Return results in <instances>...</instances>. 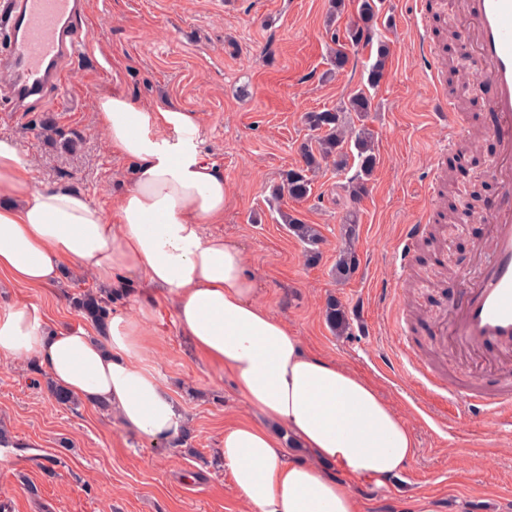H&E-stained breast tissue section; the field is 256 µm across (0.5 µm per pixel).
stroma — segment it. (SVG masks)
Masks as SVG:
<instances>
[{
    "mask_svg": "<svg viewBox=\"0 0 512 512\" xmlns=\"http://www.w3.org/2000/svg\"><path fill=\"white\" fill-rule=\"evenodd\" d=\"M377 37L389 48L384 76L369 85L376 44L343 43L350 63L330 76L335 48L326 26L329 0H90L91 53L72 66L70 96L33 103L0 120L32 163L35 187L82 191L105 211L130 187L134 164L115 155L99 125L96 101L123 92L144 106L164 105L197 115L193 142L224 173V220L211 233L235 239L262 287L261 301L305 346L372 380L409 419L413 458L384 484L357 483L361 512H512V428L496 417L467 419L462 408L427 394L406 372L392 322L402 296L415 326L410 346L441 373L476 371L495 384L512 354L474 353L449 341L433 346L429 331L473 264L472 249L488 227L447 225L440 244L420 243L409 269L396 245L404 225L429 205L465 211L464 185L447 182L437 202L428 188L436 154L461 159L483 196L497 185L488 166L498 147L482 138L458 157L448 128L432 115L425 66L415 44L420 0H379ZM457 0H441L428 16V34L441 57L456 51L446 29H459ZM366 91L365 123L375 135L377 167L368 192L351 200L343 186L353 169H320L308 199L272 190L299 165L300 145L312 136L304 113L333 108L351 91ZM51 118L56 136L36 125ZM359 212L360 265L346 282L332 275L342 219ZM297 211L324 237L316 263L282 224L280 210ZM80 273L65 268L53 289L36 290L0 276V305L34 303L52 328L83 326L71 298ZM336 297L350 330L334 334L325 304ZM153 365L188 418L189 439L176 446L144 441L111 410L79 401L59 404L48 375L30 362L0 359V512H244L219 450L225 426L257 420L227 371L196 353L164 296L154 298Z\"/></svg>",
    "mask_w": 512,
    "mask_h": 512,
    "instance_id": "obj_1",
    "label": "stroma"
}]
</instances>
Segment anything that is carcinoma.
<instances>
[{"instance_id": "1", "label": "carcinoma", "mask_w": 512, "mask_h": 512, "mask_svg": "<svg viewBox=\"0 0 512 512\" xmlns=\"http://www.w3.org/2000/svg\"><path fill=\"white\" fill-rule=\"evenodd\" d=\"M375 23V0H356V16L346 27V40L353 45L370 42L374 36ZM387 57V45L381 41L377 46L376 60L369 71V84L375 85L381 80ZM370 105L369 96L360 90L352 93L347 101L335 108L305 113L304 122L310 130L316 132V136L314 140L301 145V165L283 174L276 193L281 195L286 192L293 200H304L311 194V173L324 164L344 169L349 165V159L353 157L358 160L357 172L344 185V191L354 200L364 196L368 190V181L377 166V155L373 132L363 123L355 125V121L363 120ZM280 217L282 223L288 226V230L308 246L307 261L316 262L319 258V245L323 243L319 227L305 223L296 214L288 211H280ZM358 224V212H347L344 218L342 245L334 267L338 280L349 279L358 269L359 256L354 247ZM73 300L87 322L99 330L103 329L110 315L112 294L104 296L88 288L79 292ZM325 319L336 333L343 334L349 329L345 307L334 297L327 300Z\"/></svg>"}]
</instances>
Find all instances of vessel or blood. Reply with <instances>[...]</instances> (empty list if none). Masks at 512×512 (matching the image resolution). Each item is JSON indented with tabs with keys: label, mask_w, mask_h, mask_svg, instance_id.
I'll list each match as a JSON object with an SVG mask.
<instances>
[{
	"label": "vessel or blood",
	"mask_w": 512,
	"mask_h": 512,
	"mask_svg": "<svg viewBox=\"0 0 512 512\" xmlns=\"http://www.w3.org/2000/svg\"><path fill=\"white\" fill-rule=\"evenodd\" d=\"M466 16L469 25L461 35V48L473 51L480 79L491 90L489 133L498 154L489 175L498 191L481 213L490 228L488 241L476 247L481 263L464 278L458 296L448 299L432 341L441 346L453 336L476 352L492 348L505 353L512 350V0H467ZM87 17V0H0V67L10 74L6 95L14 111L60 96L73 63L90 47ZM419 47L429 83L435 86L443 73L440 58L429 39H421ZM432 106L451 138L464 133L460 114L447 96L434 93ZM426 231L423 216L404 226L397 246L402 262L410 261ZM412 368L432 392L512 426V368L503 367L493 391L477 379L448 383L418 362Z\"/></svg>",
	"instance_id": "vessel-or-blood-1"
}]
</instances>
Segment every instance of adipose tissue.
I'll return each mask as SVG.
<instances>
[{
    "label": "adipose tissue",
    "instance_id": "adipose-tissue-1",
    "mask_svg": "<svg viewBox=\"0 0 512 512\" xmlns=\"http://www.w3.org/2000/svg\"><path fill=\"white\" fill-rule=\"evenodd\" d=\"M113 152L136 164L106 212L86 193L34 188L15 139L0 135V273L31 288L56 285L64 267L109 284L139 271L170 301L194 347L229 371L261 422L224 429L221 461L247 512H361L355 478L384 480L413 458L406 417L374 383L310 352L260 300L233 239L204 233L224 219V174L204 162L185 130L191 113L145 108L115 93L97 102ZM151 306L114 313L102 336L51 330L36 305L0 306V359H34L70 394L112 410L150 442L186 427L148 357ZM290 437L306 455L283 449Z\"/></svg>",
    "mask_w": 512,
    "mask_h": 512
}]
</instances>
